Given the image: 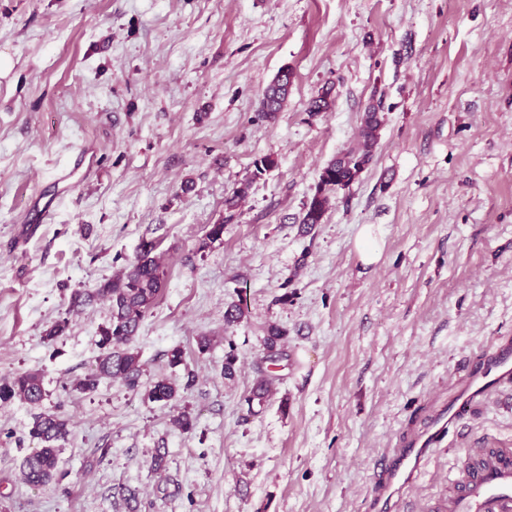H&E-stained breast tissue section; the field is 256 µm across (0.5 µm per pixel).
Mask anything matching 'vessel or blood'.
Returning a JSON list of instances; mask_svg holds the SVG:
<instances>
[{"label": "vessel or blood", "mask_w": 512, "mask_h": 512, "mask_svg": "<svg viewBox=\"0 0 512 512\" xmlns=\"http://www.w3.org/2000/svg\"><path fill=\"white\" fill-rule=\"evenodd\" d=\"M512 382V342L496 343L458 384L448 404L408 447L381 459L374 479V512H401L406 490L413 487L427 459L469 407L501 385ZM448 512H512V448H473L448 497Z\"/></svg>", "instance_id": "b4317fda"}]
</instances>
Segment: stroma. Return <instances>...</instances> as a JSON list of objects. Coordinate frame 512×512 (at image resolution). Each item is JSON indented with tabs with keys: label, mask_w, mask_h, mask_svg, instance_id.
Masks as SVG:
<instances>
[{
	"label": "stroma",
	"mask_w": 512,
	"mask_h": 512,
	"mask_svg": "<svg viewBox=\"0 0 512 512\" xmlns=\"http://www.w3.org/2000/svg\"><path fill=\"white\" fill-rule=\"evenodd\" d=\"M284 68L288 103L262 120ZM326 87L331 110L310 114ZM376 101L372 161L301 234L322 168L356 144ZM264 156L275 167L252 179ZM63 169L73 177L59 180ZM38 207L52 219L29 222ZM218 221L222 241L201 248ZM145 239L166 277L128 345L141 384L82 393L110 308L74 313L70 295L112 278ZM240 295L246 315L226 326ZM271 324L287 332L276 362L264 358ZM501 337L512 338V0H0V377L39 373L47 393L38 408L0 403V512H372L375 460L423 430ZM262 372L273 394L253 413ZM190 373L176 402L148 399L157 379ZM40 409L70 420L65 477L32 487L20 466ZM182 411L191 432L171 423ZM497 446L512 448V385L435 449L410 512L442 507L468 449ZM293 72L288 68L281 69L267 86L260 101V117L273 121L284 108L293 83Z\"/></svg>",
	"instance_id": "obj_1"
}]
</instances>
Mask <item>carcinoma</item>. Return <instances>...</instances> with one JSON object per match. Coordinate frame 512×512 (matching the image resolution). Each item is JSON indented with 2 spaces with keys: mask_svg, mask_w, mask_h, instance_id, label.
I'll use <instances>...</instances> for the list:
<instances>
[{
  "mask_svg": "<svg viewBox=\"0 0 512 512\" xmlns=\"http://www.w3.org/2000/svg\"><path fill=\"white\" fill-rule=\"evenodd\" d=\"M293 83V72L288 68L280 70L267 86L260 101V117L273 121L284 108ZM333 88H325L312 97L308 112L315 115L328 111L332 106ZM382 105L372 104L362 119L361 142L324 166L319 174L314 192L309 196L300 219L302 232H311L323 222L328 211L331 194L349 187L369 165L377 145L378 131L383 123ZM156 245L151 240L142 241L133 261L119 274L105 280L96 288L76 290L71 294L70 310L105 300L111 309L110 321L101 331L99 345L101 356L87 373L77 380L75 387L80 391L94 392L105 378H118L128 388L137 389L140 385L141 365L138 356L124 348L136 336L146 312L157 300L165 282V273L154 255ZM238 300L228 305L224 311V321L232 325L245 314L246 298L237 293ZM286 331L276 325L267 328L263 337V347L270 359H276L284 346ZM195 378L187 374L182 385L161 378L153 382L148 390V398L153 402L167 405L179 397L180 391L194 386ZM271 381L261 375L257 378L248 405H264ZM46 396L43 381L35 372L17 373L0 379V403L18 399L31 405L40 404ZM69 434V419L57 412H40L33 416L29 436L36 447L24 458L21 475L23 481L33 487L60 481L66 473L59 469V442Z\"/></svg>",
  "mask_w": 512,
  "mask_h": 512,
  "instance_id": "obj_1",
  "label": "carcinoma"
}]
</instances>
